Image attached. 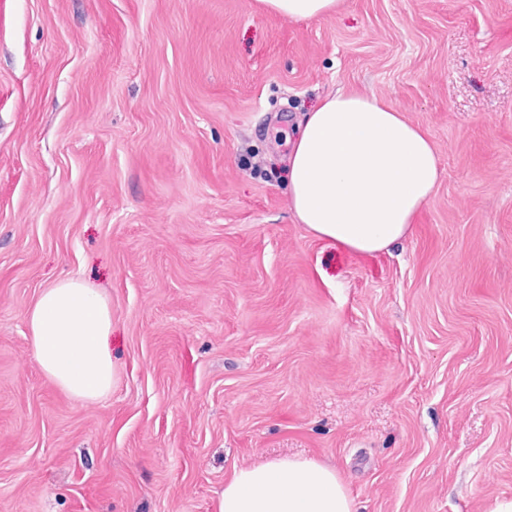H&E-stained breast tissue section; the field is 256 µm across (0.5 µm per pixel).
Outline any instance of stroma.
Wrapping results in <instances>:
<instances>
[{
  "label": "stroma",
  "mask_w": 512,
  "mask_h": 512,
  "mask_svg": "<svg viewBox=\"0 0 512 512\" xmlns=\"http://www.w3.org/2000/svg\"><path fill=\"white\" fill-rule=\"evenodd\" d=\"M338 90L437 150L387 251L288 206L285 138ZM71 278L112 309L93 402L27 320ZM284 457L355 512L512 500V0H0V512H218ZM265 10L294 20H309L338 10L342 0H257Z\"/></svg>",
  "instance_id": "1"
}]
</instances>
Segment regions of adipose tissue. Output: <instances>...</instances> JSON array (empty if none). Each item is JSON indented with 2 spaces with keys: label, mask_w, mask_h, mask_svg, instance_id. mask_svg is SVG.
Here are the masks:
<instances>
[{
  "label": "adipose tissue",
  "mask_w": 512,
  "mask_h": 512,
  "mask_svg": "<svg viewBox=\"0 0 512 512\" xmlns=\"http://www.w3.org/2000/svg\"><path fill=\"white\" fill-rule=\"evenodd\" d=\"M440 176L428 135L372 94L336 92L307 112L288 155V200L315 235L359 253L409 232ZM38 366L83 401L112 388L106 299L69 279L43 289L28 313ZM218 512H353L335 471L307 459L235 469Z\"/></svg>",
  "instance_id": "1"
}]
</instances>
